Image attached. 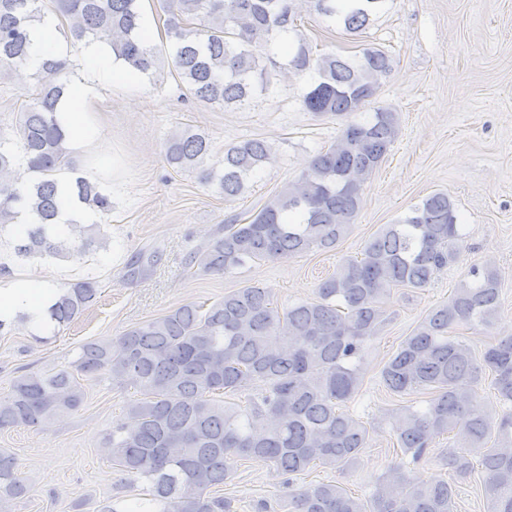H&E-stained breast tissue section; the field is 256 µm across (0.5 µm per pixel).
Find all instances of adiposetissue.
Instances as JSON below:
<instances>
[{
	"label": "adipose tissue",
	"mask_w": 512,
	"mask_h": 512,
	"mask_svg": "<svg viewBox=\"0 0 512 512\" xmlns=\"http://www.w3.org/2000/svg\"><path fill=\"white\" fill-rule=\"evenodd\" d=\"M81 61L89 70V77L71 79L60 105V120L71 143L91 146L96 129L91 122L95 84L114 80L132 81L130 70L115 69L109 46L98 42L83 43ZM58 289L19 277L5 288L0 287V320L22 322L29 330L40 333L48 325L47 310L55 302Z\"/></svg>",
	"instance_id": "obj_1"
}]
</instances>
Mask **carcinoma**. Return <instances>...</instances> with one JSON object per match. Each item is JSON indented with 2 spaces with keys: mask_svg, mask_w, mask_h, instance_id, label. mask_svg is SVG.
<instances>
[{
  "mask_svg": "<svg viewBox=\"0 0 512 512\" xmlns=\"http://www.w3.org/2000/svg\"><path fill=\"white\" fill-rule=\"evenodd\" d=\"M37 0H0V70L29 57L28 25L42 21ZM167 12L172 66L200 101L245 105L268 81L274 38L296 30L295 0H160ZM346 31L364 29L386 0H312ZM74 42L99 41L115 60L153 76L155 48L140 38L137 0H54ZM296 74L317 78L304 108L345 120L341 134L312 158L308 169L270 197L248 221L232 219L224 235L189 253L188 266L225 275L249 262L331 251L356 223L363 187L381 166L399 132L397 113L377 107L391 59L378 47L354 60L313 57L304 38L290 61ZM69 62L46 59L34 73L35 93L22 107L15 137H0V231L21 209L33 224L13 248L27 259H74L100 236L101 224L54 230L64 203L63 174L73 169L68 137L58 117ZM167 162L196 170L224 198L242 193L249 178L273 158L264 140L246 139L211 164L208 137L175 129L164 141ZM33 177L27 182L20 171ZM74 190L104 216L111 195L86 177ZM461 225L448 194H431L395 224L384 225L361 256L341 261L319 281L315 297L279 310L271 290L248 285L210 306L189 303L137 324L122 336L80 347L71 369L28 372L0 397V431L34 428L76 412L84 382L106 377L134 390L127 403L134 426L112 423L101 453L132 481L149 484L138 512H229L213 493L232 478L230 462H262L286 476L284 512H453L457 479L475 467L485 473L490 512H512V337L480 354L451 335L460 326H490L500 308L495 267H473L448 301L430 310L380 369L386 392L422 394L426 405L398 406L391 415L396 445L414 463L433 441L451 434L458 448L446 460L450 479L430 483L396 463L367 501L332 482L293 486L313 467L345 470L368 448L370 429L345 410L361 383L365 349L387 322L383 298L394 288L420 290L459 257ZM99 282L88 276L62 290L49 320L64 326L96 299ZM492 372L498 414L474 406L479 384ZM247 395L245 403L225 396ZM29 488L14 455L0 451V512Z\"/></svg>",
  "mask_w": 512,
  "mask_h": 512,
  "instance_id": "carcinoma-1",
  "label": "carcinoma"
}]
</instances>
